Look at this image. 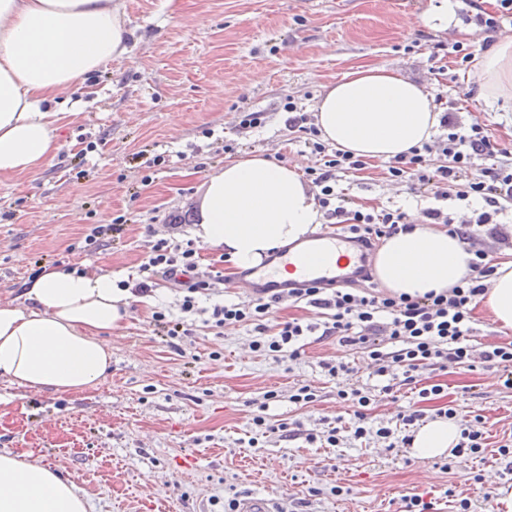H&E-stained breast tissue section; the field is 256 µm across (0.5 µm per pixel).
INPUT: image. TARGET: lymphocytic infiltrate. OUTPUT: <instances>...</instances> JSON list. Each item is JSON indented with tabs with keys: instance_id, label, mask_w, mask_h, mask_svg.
<instances>
[{
	"instance_id": "lymphocytic-infiltrate-1",
	"label": "lymphocytic infiltrate",
	"mask_w": 512,
	"mask_h": 512,
	"mask_svg": "<svg viewBox=\"0 0 512 512\" xmlns=\"http://www.w3.org/2000/svg\"><path fill=\"white\" fill-rule=\"evenodd\" d=\"M292 138L303 142L317 164L305 172L327 223L341 225L362 250H374L381 240L409 229V214L397 209L365 211L355 208L340 186L343 176L365 169L363 157L330 147L322 140L314 113L291 98L278 106ZM440 135L387 165L390 181L405 185L415 196L429 199L420 214L422 223L441 224L467 246L472 259L459 282L450 288L409 296L377 288L374 270L366 265L346 287L289 288L249 300L226 302L219 295L224 274L216 264H201L193 241L160 237L151 240L141 264L139 293L151 292L154 279L173 282L180 290V317L156 312L159 333L179 355L196 320L209 328L231 324L249 326L251 348L276 361H297L309 337L335 339L347 350L369 360L378 386L349 382V362H321L328 380L336 384L337 398L352 407L347 423L306 431L305 440L324 448L349 442L384 448L410 445L411 429L422 420L421 411L407 408L395 420L372 424L371 407L378 395L389 396L411 385L418 401L441 395V384L418 385L420 371L447 370L449 365L495 369L503 388L512 390V341L478 346L473 342L476 307L485 299L496 265L485 246L500 235L503 218L512 213V149L489 134L485 124H463L451 112H442ZM210 305H201V298ZM303 303L312 309L308 319L274 322L277 304Z\"/></svg>"
}]
</instances>
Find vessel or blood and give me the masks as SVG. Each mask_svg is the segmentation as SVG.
Here are the masks:
<instances>
[{"instance_id":"obj_1","label":"vessel or blood","mask_w":512,"mask_h":512,"mask_svg":"<svg viewBox=\"0 0 512 512\" xmlns=\"http://www.w3.org/2000/svg\"><path fill=\"white\" fill-rule=\"evenodd\" d=\"M364 263V254L341 232L319 235L310 245L290 246L273 258L263 260L246 274L248 288L274 290L288 285L307 287L345 284Z\"/></svg>"}]
</instances>
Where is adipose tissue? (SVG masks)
<instances>
[{
  "label": "adipose tissue",
  "instance_id": "adipose-tissue-1",
  "mask_svg": "<svg viewBox=\"0 0 512 512\" xmlns=\"http://www.w3.org/2000/svg\"><path fill=\"white\" fill-rule=\"evenodd\" d=\"M121 0H0V178L41 169L60 149L67 112L61 91L126 51ZM490 103L512 104V39L475 62ZM316 123L324 141L372 160L407 154L431 139L440 115L424 87L384 67H360L326 87ZM200 245L250 268L273 249L306 239L320 214L313 193L284 163L251 154L225 163L203 184ZM470 255L447 228L418 224L386 238L375 259L384 288L411 296L449 288ZM138 296L97 267H43L24 281L20 300L0 299V377L25 389L78 394L112 371L108 337ZM486 304L512 327V261L500 262ZM459 428L435 419L415 434L422 458L450 453ZM0 512H87L79 489L39 462L0 450Z\"/></svg>",
  "mask_w": 512,
  "mask_h": 512
}]
</instances>
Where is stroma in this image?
<instances>
[{
	"label": "stroma",
	"instance_id": "35a3bbf8",
	"mask_svg": "<svg viewBox=\"0 0 512 512\" xmlns=\"http://www.w3.org/2000/svg\"><path fill=\"white\" fill-rule=\"evenodd\" d=\"M130 31L126 53L101 65L80 88L61 92L73 111L60 131L61 148L35 173L0 179V298H15L43 266H96L137 283L148 230L191 238L199 222L203 183L228 157L222 140L236 137L234 112L264 109L271 117L249 133L243 155L260 153L298 167L313 162L304 145L287 140L275 107L291 96L314 109L323 88L360 66L387 67L443 94L458 117L478 118L512 146V107L461 100L471 67L433 54L463 43L472 55L487 48L467 27L464 0H448V32L417 22L429 0H122ZM468 28V27H467ZM165 164L156 166V155ZM385 164L342 181L363 206L419 213L424 203L386 181ZM152 175L143 185V175ZM123 217L108 246L90 251L74 242L93 224ZM178 314L172 285L159 282L151 303H135L113 329L112 373L76 395L25 392L0 414V449L29 455L72 480L88 512H224L228 498L262 494L288 512H400L404 497L455 512L446 490L463 494L470 512H512V472L493 445L512 436V390L493 370L449 367L422 372L444 397L426 414L451 407L466 422L486 421L483 458H457L452 470L408 448H319L304 440L262 436L250 418L268 391L280 394L270 424L349 418L336 386L319 368L344 356L360 382L372 380L361 354L335 342L306 346L291 364L256 356L246 326L215 334L197 325L190 354L178 356L154 335L152 315ZM308 384L317 402L299 408L286 395Z\"/></svg>",
	"mask_w": 512,
	"mask_h": 512
}]
</instances>
